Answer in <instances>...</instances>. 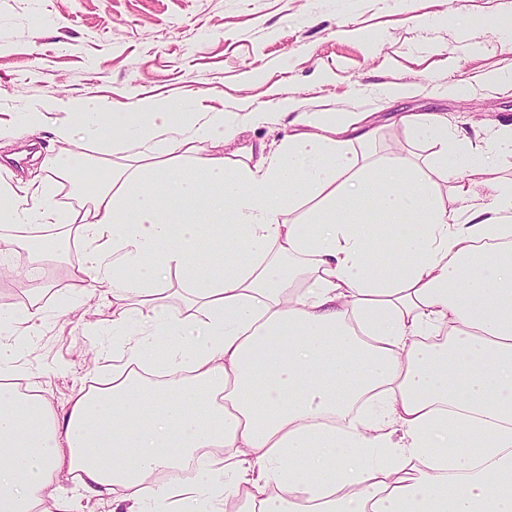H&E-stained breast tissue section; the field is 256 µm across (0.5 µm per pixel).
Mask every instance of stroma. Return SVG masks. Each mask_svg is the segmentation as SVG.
<instances>
[{
	"mask_svg": "<svg viewBox=\"0 0 512 512\" xmlns=\"http://www.w3.org/2000/svg\"><path fill=\"white\" fill-rule=\"evenodd\" d=\"M49 96L200 97L224 113L274 112L288 98L301 112H369L376 139L358 155L423 164L435 148L408 138L403 114L444 112L486 140L512 125V0H0V119ZM62 118L45 112L0 164L23 177L55 155ZM89 249L73 239L38 266L20 251L0 273V309L30 300L41 315L18 325L1 373L60 414L112 380V299L74 288ZM59 499L72 512L114 508L67 473L45 492L46 507Z\"/></svg>",
	"mask_w": 512,
	"mask_h": 512,
	"instance_id": "obj_1",
	"label": "stroma"
}]
</instances>
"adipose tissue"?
Masks as SVG:
<instances>
[{
	"label": "adipose tissue",
	"mask_w": 512,
	"mask_h": 512,
	"mask_svg": "<svg viewBox=\"0 0 512 512\" xmlns=\"http://www.w3.org/2000/svg\"><path fill=\"white\" fill-rule=\"evenodd\" d=\"M44 105L69 115L56 141L102 155L45 164L77 187L64 214L47 189L0 182V223L92 242L81 287L117 303L112 385L59 418L0 383V512H43L64 472L126 512H208L220 495L239 512H512V183L484 200L438 184L512 154V125L488 147L447 115H402L436 146L424 169L357 159L367 112L281 100L290 133L234 160L224 143L269 113ZM174 276L192 320L168 309ZM189 463L188 484L152 483Z\"/></svg>",
	"instance_id": "adipose-tissue-1"
}]
</instances>
